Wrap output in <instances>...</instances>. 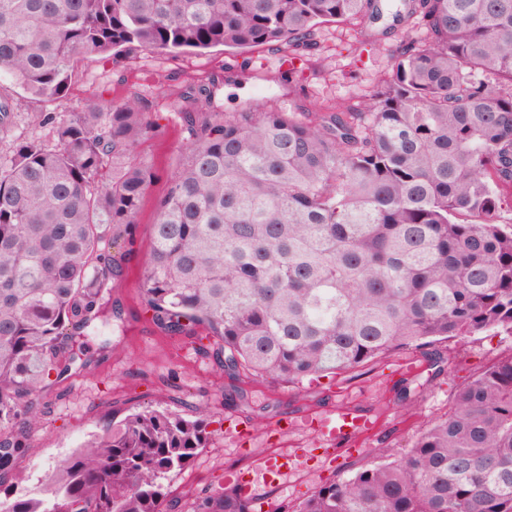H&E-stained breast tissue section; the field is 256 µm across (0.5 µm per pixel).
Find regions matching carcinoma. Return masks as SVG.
I'll return each mask as SVG.
<instances>
[{
	"mask_svg": "<svg viewBox=\"0 0 512 512\" xmlns=\"http://www.w3.org/2000/svg\"><path fill=\"white\" fill-rule=\"evenodd\" d=\"M401 37L376 90L307 112L217 91L254 78L247 53L317 55L325 23ZM233 51L239 60L175 98L188 154L167 181L141 270L164 333L220 338L198 357L226 403L252 410L248 381L353 372L415 347L438 375V344L512 334V0H0V69L47 136L0 150V488L35 451L51 377L97 365L92 324L118 318L129 241L157 172L141 149L153 101L130 90L48 109L89 56L119 60ZM21 100L0 92V141ZM138 409L55 463L41 493L0 512H254L236 487L169 496L206 447L204 409ZM284 512H512V353L481 368L401 456L320 485Z\"/></svg>",
	"mask_w": 512,
	"mask_h": 512,
	"instance_id": "obj_1",
	"label": "carcinoma"
}]
</instances>
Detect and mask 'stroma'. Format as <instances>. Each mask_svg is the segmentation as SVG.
I'll use <instances>...</instances> for the list:
<instances>
[{"label":"stroma","mask_w":512,"mask_h":512,"mask_svg":"<svg viewBox=\"0 0 512 512\" xmlns=\"http://www.w3.org/2000/svg\"><path fill=\"white\" fill-rule=\"evenodd\" d=\"M362 37L363 30L354 21L324 26L321 52L327 72L309 77L302 88L293 90L283 83V73L290 66L308 69V62L297 59L286 65L278 55L252 50L255 77L246 84L224 86V112H236L256 102L299 112L371 94L388 69V52L370 48L357 51ZM233 60L231 52L220 47L176 55L137 51L116 64L94 56L81 64L68 98L55 104V111L71 112L81 108L90 95L117 98L130 89L153 98L160 128L144 159L156 169L157 177L142 202L131 249L116 252L124 278L112 296L123 308L122 317L109 326L92 329L89 342L98 361L93 373L71 370L44 392L43 399L51 404L52 412L34 435L36 453L24 459L11 477L14 495L37 492L57 460L69 455L102 425L122 420L133 409L150 406L189 418L193 407L204 405L208 408L211 437L195 461L171 479L174 493L211 482L228 486L240 475L253 478L259 456L276 455L286 448L303 449L307 470H283L273 485L258 487L255 512H275L279 504L302 499L324 482L345 478L371 463L376 449L383 447L394 455L403 453L422 429L447 412L456 390L475 371L512 353L511 334L479 332L443 342L445 371L437 376L432 375L419 350L404 348L352 373L332 374L297 385L268 380L251 384L254 406L265 409L258 423L248 412L224 405L220 396L223 379L195 354L199 345L211 343V336L202 328L189 337H171L158 329L144 311L140 273L157 205L186 148L171 100L159 94L158 82L168 79L175 92L185 83L206 81ZM412 373L424 378L426 384L406 408L398 402L396 393ZM343 404L367 414L374 427L358 440L336 442L331 454L320 449L315 431L282 429L288 419H334L337 407Z\"/></svg>","instance_id":"35a3bbf8"}]
</instances>
